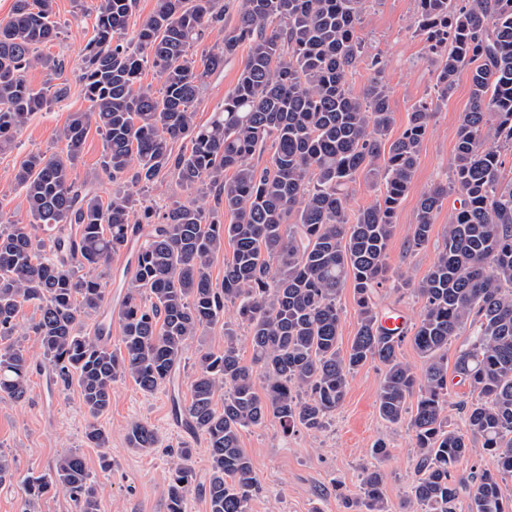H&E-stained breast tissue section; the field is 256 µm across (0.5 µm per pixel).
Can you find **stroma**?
<instances>
[{
  "mask_svg": "<svg viewBox=\"0 0 512 512\" xmlns=\"http://www.w3.org/2000/svg\"><path fill=\"white\" fill-rule=\"evenodd\" d=\"M94 4L95 0H55L61 33L39 51L61 60L65 73L59 79L38 66L26 74L34 89L45 92L48 104L29 119L16 146L0 151V214L6 218L22 223L27 220L28 205L16 182L27 156L61 154V133L70 113L88 106L78 67L81 51L93 35ZM416 17L417 0H366L360 25L366 55L348 77L351 91L362 92L371 76L372 57L383 61L394 112L392 131L396 134L403 130L415 104L436 96V66L422 38L414 32ZM247 54V48H240L223 70L208 78L195 105L197 123H208L214 112L223 108L224 95L236 83ZM60 88L65 91L61 97L56 94ZM469 104L470 76L462 71L456 77L454 94L436 108L413 184L396 212L390 261L414 282L422 279L441 251L448 215L458 205L456 195L443 200L429 244L412 252L408 240L418 199L433 184L446 180L460 118ZM102 150L101 137L90 134L73 173L78 183L93 186L105 197L111 193L112 184L101 172ZM223 349L224 331L217 327L202 342L190 344L186 366L173 384L149 395L131 379L116 382L111 406L99 419L109 435L104 450L89 445L84 438L87 417L78 388L52 385L47 372H32L23 403L0 402V453L12 457L19 475L38 477L49 473L59 453L79 451L97 483L103 512H165L164 491L172 463L169 448L190 443V465L197 483L205 484L209 477L207 443L177 422L171 398L176 395L181 402H189V378L200 351L217 353ZM383 373L380 364L372 363L352 374L343 404L322 430H299L286 436L273 419L263 427L242 430L240 446L252 458L260 485L249 502V512H347L346 499L360 494L369 469L381 472L382 490L391 512H402L414 493L417 450L407 423L391 425L378 414L376 399ZM136 421L154 427L159 444L153 451L129 447L126 432ZM380 440L388 445L387 456L373 453L374 444Z\"/></svg>",
  "mask_w": 512,
  "mask_h": 512,
  "instance_id": "obj_1",
  "label": "stroma"
}]
</instances>
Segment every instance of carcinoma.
<instances>
[{
    "label": "carcinoma",
    "instance_id": "cac0c4a2",
    "mask_svg": "<svg viewBox=\"0 0 512 512\" xmlns=\"http://www.w3.org/2000/svg\"><path fill=\"white\" fill-rule=\"evenodd\" d=\"M417 3L416 31L438 62L439 97L453 94L464 68L471 90L449 180L418 201L412 251L428 245L448 190L459 207L448 216L443 249L416 283L393 269L389 243L436 105H416L393 139L381 59L372 58L362 93L349 89L365 47L363 0H157L131 38L126 27L136 0H97L78 75L89 106L70 115L63 156L31 154L16 175L30 221L0 217V342L19 335L25 309L34 306L28 331L38 337L53 381L79 388L88 443L108 445L98 419L110 408L115 382L129 377L155 393L173 381L195 339L224 327V351L199 355L191 400L175 407L187 432L207 442L210 512H248L259 491L239 445L242 430L271 418L286 434L323 429L343 404L351 374L368 363L384 367L380 417L393 425L409 420L418 448L419 478L406 512L417 505L454 512L461 486L455 469L478 450L496 468L471 473L470 512H512L499 482L512 477V177L500 161V147L512 146V0ZM55 17L54 0H15L0 19V148L48 102L27 71L40 64L64 75L62 62L38 54L60 32ZM215 29L224 32L222 45L194 57V46ZM244 45L247 58L223 110L197 124L205 79ZM146 68L163 79L161 90L142 83ZM93 130L103 139L102 173L116 185L106 201L73 176ZM177 142L183 149L175 154ZM268 149L260 168L254 157ZM166 177L186 198L163 210L144 204L149 187ZM361 183L379 188V198L350 215ZM226 241L232 255L215 282L210 269ZM122 251L133 252L134 266L114 345L105 320L91 334L83 327L108 300L100 272ZM388 281L423 302L418 321L401 333L376 311L377 288ZM348 286L358 321L343 351L336 297ZM228 309L233 324L224 321ZM235 324L248 333L249 364L238 354ZM466 331L471 343L455 357V372L475 393L462 406L464 432L448 421V346ZM407 338L425 360L420 372L399 357ZM32 368L20 346L0 348V401L26 398ZM225 389L219 410L214 398ZM127 442L146 452L158 436L135 422ZM191 452H174L166 512H188L197 488ZM23 484L21 512H40L53 489L73 512H101L98 487L76 451ZM362 497L364 509L352 499L347 508L387 512L379 471H365Z\"/></svg>",
    "mask_w": 512,
    "mask_h": 512
}]
</instances>
